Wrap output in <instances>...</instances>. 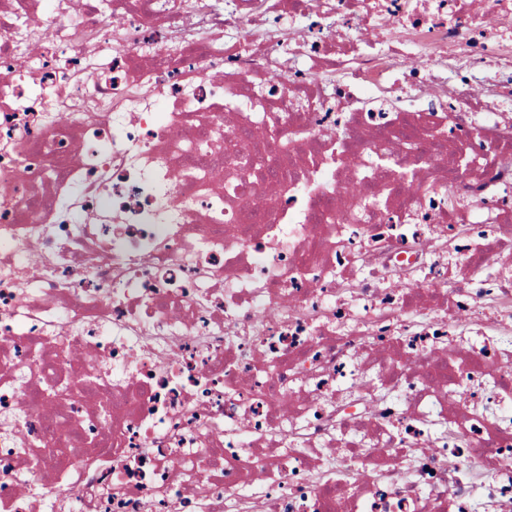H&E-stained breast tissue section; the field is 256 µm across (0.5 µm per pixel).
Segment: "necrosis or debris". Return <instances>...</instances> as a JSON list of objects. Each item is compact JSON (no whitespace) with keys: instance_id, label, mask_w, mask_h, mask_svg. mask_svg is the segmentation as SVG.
<instances>
[{"instance_id":"4bbe7bcc","label":"necrosis or debris","mask_w":512,"mask_h":512,"mask_svg":"<svg viewBox=\"0 0 512 512\" xmlns=\"http://www.w3.org/2000/svg\"><path fill=\"white\" fill-rule=\"evenodd\" d=\"M466 2L0 9V512L512 505V0Z\"/></svg>"}]
</instances>
